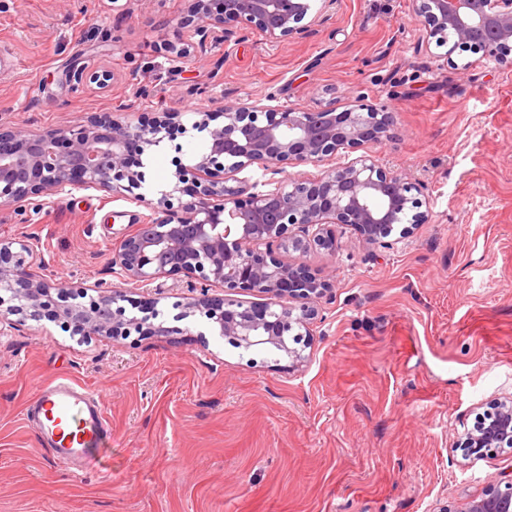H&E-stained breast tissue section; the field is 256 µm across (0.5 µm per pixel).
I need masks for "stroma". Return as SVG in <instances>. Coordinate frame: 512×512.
<instances>
[{"mask_svg":"<svg viewBox=\"0 0 512 512\" xmlns=\"http://www.w3.org/2000/svg\"><path fill=\"white\" fill-rule=\"evenodd\" d=\"M187 0H0V122L33 129L100 113L182 125L143 155L157 198L206 146L196 113L270 100L278 110L376 106L393 135L337 154L407 174L426 215L413 234L285 253L332 287L302 365L244 351L200 317L171 336L86 337L44 320L0 335V512H461L512 473V447L466 457L478 414L512 395V68L456 51L438 64L410 0H336L320 25L270 40L252 28L186 47ZM114 83L73 93V61ZM120 195L54 196L27 236L46 280L108 277L111 245L141 216ZM109 278V277H108ZM65 374L95 390L112 440L98 472L53 462L24 416Z\"/></svg>","mask_w":512,"mask_h":512,"instance_id":"35a3bbf8","label":"stroma"}]
</instances>
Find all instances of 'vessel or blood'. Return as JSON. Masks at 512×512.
<instances>
[{
  "label": "vessel or blood",
  "mask_w": 512,
  "mask_h": 512,
  "mask_svg": "<svg viewBox=\"0 0 512 512\" xmlns=\"http://www.w3.org/2000/svg\"><path fill=\"white\" fill-rule=\"evenodd\" d=\"M25 415L54 462L76 473L98 467L109 424L92 391L68 378H55L31 400Z\"/></svg>",
  "instance_id": "1"
}]
</instances>
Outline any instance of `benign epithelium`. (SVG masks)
Segmentation results:
<instances>
[{
    "instance_id": "obj_1",
    "label": "benign epithelium",
    "mask_w": 512,
    "mask_h": 512,
    "mask_svg": "<svg viewBox=\"0 0 512 512\" xmlns=\"http://www.w3.org/2000/svg\"><path fill=\"white\" fill-rule=\"evenodd\" d=\"M181 25L199 49L222 43L246 27L273 39L300 34L299 23L310 10L308 0H188ZM416 16L429 25L427 43L446 48L475 45L482 57L512 67V0H411ZM114 75L88 72L74 65L65 73L72 90L88 82L102 85ZM192 129L207 132L208 151L192 165L176 163L167 189L149 199L142 155L166 138L178 112H165L147 125L90 116L79 125L34 131L0 122V208L25 224L50 198L74 190L117 193L150 214L112 244L111 274L146 288L156 280L182 275L202 283L190 289L177 320L202 314L218 335L249 350L264 346L282 352L292 363L304 356L290 343L316 318V302L331 288L330 280L311 275L304 266L283 260L270 249L301 255L313 250L333 255L338 224L355 229L373 246L399 230L405 238L424 216L408 211L417 202L412 183L386 172L374 161L358 159L332 166L312 178L277 180L266 191L235 178L249 166L273 171L277 165H320L339 152L376 145L390 136L392 113L369 106L276 112L259 101L245 107L224 104L199 112ZM219 125H211L217 118ZM37 254L20 239H0V334L20 321L61 320L83 336H111L125 325L153 336L180 331L156 321L157 301L141 317L125 316L118 305L126 295L103 279L50 283L36 268ZM97 297L83 304L88 291ZM260 294L256 302L239 295ZM497 417L468 433L463 451L480 456L497 444H512V396L498 403ZM462 512H512V477L494 485Z\"/></svg>"
}]
</instances>
